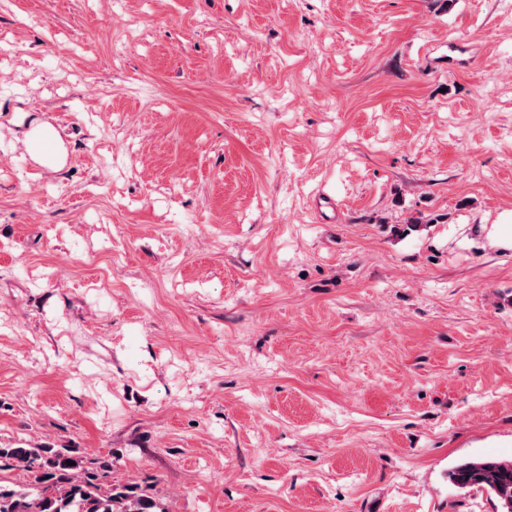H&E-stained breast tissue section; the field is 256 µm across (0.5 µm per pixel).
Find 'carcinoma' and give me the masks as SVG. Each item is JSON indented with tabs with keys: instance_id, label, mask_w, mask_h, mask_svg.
Returning a JSON list of instances; mask_svg holds the SVG:
<instances>
[{
	"instance_id": "carcinoma-1",
	"label": "carcinoma",
	"mask_w": 512,
	"mask_h": 512,
	"mask_svg": "<svg viewBox=\"0 0 512 512\" xmlns=\"http://www.w3.org/2000/svg\"><path fill=\"white\" fill-rule=\"evenodd\" d=\"M16 467L29 473L36 491L0 486V512H166L132 486L103 484L112 463L88 467L74 448L0 447V471ZM448 478L459 489L486 492L497 512H512V458L466 460Z\"/></svg>"
}]
</instances>
